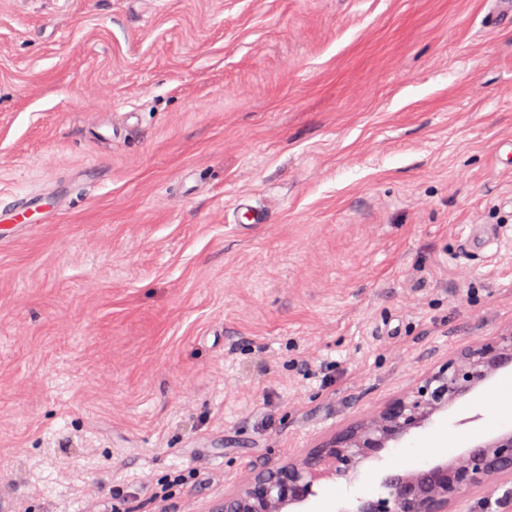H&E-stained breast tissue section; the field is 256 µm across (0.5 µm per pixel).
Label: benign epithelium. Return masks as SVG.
Wrapping results in <instances>:
<instances>
[{
    "label": "benign epithelium",
    "instance_id": "7a95c632",
    "mask_svg": "<svg viewBox=\"0 0 512 512\" xmlns=\"http://www.w3.org/2000/svg\"><path fill=\"white\" fill-rule=\"evenodd\" d=\"M512 366V325L451 354L407 391L336 430L299 458L253 469L215 512H290L315 495L322 479H348L367 459L397 444L458 399ZM512 485V429L478 440L463 453L384 479L389 496L360 499L353 512H455L478 491Z\"/></svg>",
    "mask_w": 512,
    "mask_h": 512
}]
</instances>
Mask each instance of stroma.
<instances>
[{"label":"stroma","mask_w":512,"mask_h":512,"mask_svg":"<svg viewBox=\"0 0 512 512\" xmlns=\"http://www.w3.org/2000/svg\"><path fill=\"white\" fill-rule=\"evenodd\" d=\"M493 0H0L5 512H215L512 324ZM125 112L133 128L103 138ZM264 213L247 230L240 198ZM512 369L306 512L508 428ZM187 474L169 501L151 489Z\"/></svg>","instance_id":"1"}]
</instances>
